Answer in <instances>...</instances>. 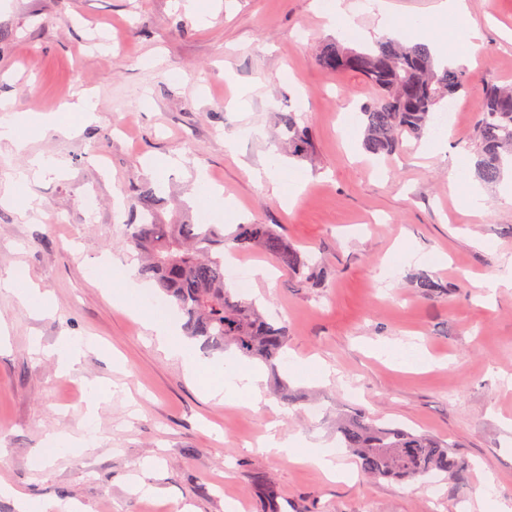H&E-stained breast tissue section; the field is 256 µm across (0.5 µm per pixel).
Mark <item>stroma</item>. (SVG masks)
I'll return each mask as SVG.
<instances>
[{"label":"stroma","instance_id":"stroma-1","mask_svg":"<svg viewBox=\"0 0 512 512\" xmlns=\"http://www.w3.org/2000/svg\"><path fill=\"white\" fill-rule=\"evenodd\" d=\"M205 3L203 25L177 0H0V98L27 112L58 111L78 92L98 102L79 133L31 129L21 150L0 141V194L34 155L56 164L30 184L39 212L23 218L0 204V276L23 269L55 304L36 316L0 288V479L78 512H269L255 474L279 487L278 512H479L484 490L512 507V289L480 299L482 281L512 265V203L503 183L480 184L471 171L462 186H481L486 209L467 217L448 188L457 158L472 150L483 87L512 83V0H466L447 42L475 30L482 48L464 66L458 121L430 156L413 141L389 159L367 154L360 124L345 122L373 89L315 55L335 39L352 48L378 40L374 11L354 10L361 38L337 34L323 0ZM289 111L308 129L314 162L274 154L276 116ZM155 158L173 164L162 173ZM273 161L287 171L294 206L245 171ZM201 173L239 208L221 213L225 231L242 214L276 225L318 271L313 286L270 257L237 255L246 268L268 265L248 295L286 324L291 358L330 370L320 379L279 366L262 383V411L211 397L214 374H190L94 274L104 259L136 265L125 245L134 187H161L163 223H192ZM90 193L99 199L91 214ZM399 240L419 259L395 256ZM422 274L437 285L432 298L413 286ZM65 337L96 342L66 375L32 347ZM387 344L425 347L441 365L405 371L380 354ZM278 376L297 403L276 398ZM88 379L113 389L91 422ZM357 410L446 440L466 465L462 477L441 475L433 499L420 481L367 478L334 429L338 414ZM89 431L92 447L43 452L46 434ZM274 431L335 447L340 478L267 453L261 443Z\"/></svg>","mask_w":512,"mask_h":512}]
</instances>
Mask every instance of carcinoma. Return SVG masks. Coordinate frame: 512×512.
Listing matches in <instances>:
<instances>
[{
  "mask_svg": "<svg viewBox=\"0 0 512 512\" xmlns=\"http://www.w3.org/2000/svg\"><path fill=\"white\" fill-rule=\"evenodd\" d=\"M319 63L328 71H352L373 87L376 96L361 106L363 146L373 155L392 156L407 143L426 137L444 104L466 91L464 71L435 62L428 45L381 39L371 47L348 48L333 41L321 46ZM277 125L289 155H312L306 127L294 112H280ZM477 172L486 183L512 170V86H487L474 133ZM127 220V247L139 259L143 279L170 297L184 329L199 348L222 353L229 348L272 370L283 359L286 328L271 319L254 299L226 283L224 248L260 250L281 267L309 281L314 265L273 224H238L226 238L215 224H164L154 213L159 198L147 182L136 194ZM343 447L375 480H421L432 473L459 474L464 464L447 442L386 425L362 413L336 421ZM267 504L280 497L278 486L253 477Z\"/></svg>",
  "mask_w": 512,
  "mask_h": 512,
  "instance_id": "1",
  "label": "carcinoma"
}]
</instances>
